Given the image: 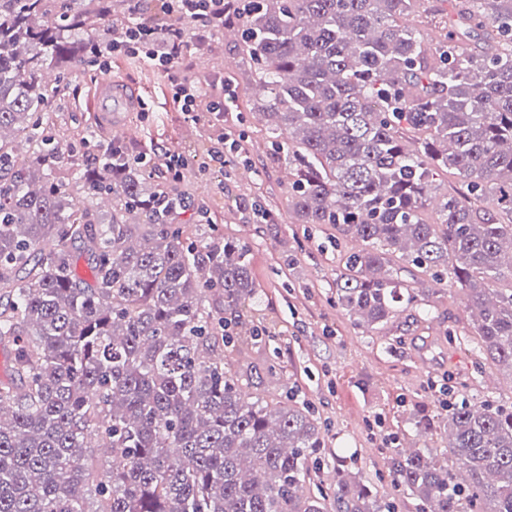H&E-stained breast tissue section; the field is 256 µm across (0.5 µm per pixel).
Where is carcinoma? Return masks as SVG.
<instances>
[{"instance_id":"obj_1","label":"carcinoma","mask_w":512,"mask_h":512,"mask_svg":"<svg viewBox=\"0 0 512 512\" xmlns=\"http://www.w3.org/2000/svg\"><path fill=\"white\" fill-rule=\"evenodd\" d=\"M423 2L256 0L240 44L293 209L359 243L336 303L368 332L414 305L397 257L460 285L477 350L512 373V0H458L429 42L405 23ZM129 21L112 0H0V512H382L355 480L304 493L320 423L230 362L264 335L239 332L249 245L172 223L185 196L122 154L85 166L38 122L45 74ZM447 408L448 448L394 458V483L422 512H512V409Z\"/></svg>"}]
</instances>
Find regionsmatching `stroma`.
Listing matches in <instances>:
<instances>
[{
    "instance_id": "obj_1",
    "label": "stroma",
    "mask_w": 512,
    "mask_h": 512,
    "mask_svg": "<svg viewBox=\"0 0 512 512\" xmlns=\"http://www.w3.org/2000/svg\"><path fill=\"white\" fill-rule=\"evenodd\" d=\"M235 28L225 24L185 60L187 73L206 81L207 96L224 97L223 111L196 123L174 106L164 73L135 58L113 59V75L133 83L144 101L141 111L125 115L137 136L123 146L132 157L149 158L159 182L190 196L175 223H197L204 206L226 238L249 243L255 317L267 339L241 349L232 363L252 369L253 392L289 394L314 408L324 431L313 455L314 483L335 486L342 470L394 512H421L415 496L389 475L393 449L446 448L442 400L512 403V374L475 353L471 313L455 283L430 295L431 317H423L421 306L404 307L373 333L337 305L336 279L354 242L331 225L302 223L290 206L288 163L269 147L254 65L241 53ZM100 76L95 65L77 66L46 115L65 143L91 139L82 155L91 167L114 141L94 110ZM227 133L242 135L243 153L225 167L211 154ZM170 152L189 160L176 181L165 165ZM263 209L274 223H264Z\"/></svg>"
}]
</instances>
